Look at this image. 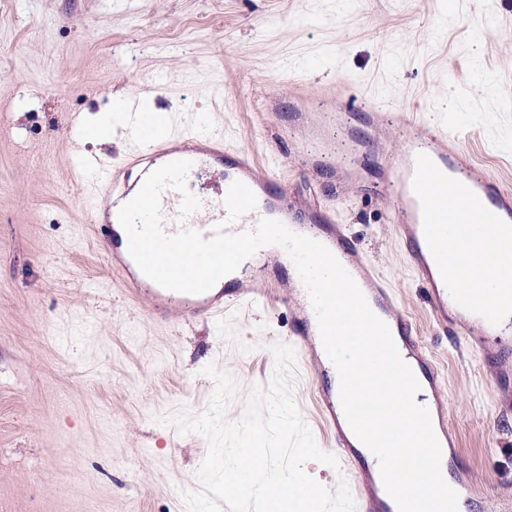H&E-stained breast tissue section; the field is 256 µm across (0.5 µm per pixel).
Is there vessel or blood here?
I'll list each match as a JSON object with an SVG mask.
<instances>
[{
	"label": "vessel or blood",
	"mask_w": 512,
	"mask_h": 512,
	"mask_svg": "<svg viewBox=\"0 0 512 512\" xmlns=\"http://www.w3.org/2000/svg\"><path fill=\"white\" fill-rule=\"evenodd\" d=\"M163 125V120L145 113L137 94H129L124 100V127L127 136L137 144V152L120 165L106 164L95 157L85 162L87 170L96 175L91 189L92 212L98 239L106 250L105 257L131 293L142 298L153 315L217 318L223 316L225 307L255 302L258 293L253 283L240 281L232 287L213 288L201 294L167 290L145 276L130 256L128 237L118 220L120 207L136 195L149 173L168 162L184 159L192 163L191 174L221 171L225 174V184L239 181L254 192L256 209L231 224L230 232L255 230L260 219L269 218L282 222L293 233L324 245L356 282L373 313L388 326L401 358L407 365L417 366V380L438 389L437 368L426 356L411 321L396 305L385 278L366 262L359 241L346 225L339 223L333 210L319 203L300 209L287 185L275 173L260 165L250 153L226 147L223 139L190 134L177 144L172 135L163 133ZM420 154L429 156L443 174L470 188L490 212L508 223H512V186L490 178L471 162L461 150L458 135L417 117L405 128L386 183L409 262L427 287L436 321L448 327L450 334L468 336L470 342L478 345L489 336L512 334V325L490 324L452 299L428 247L421 203L412 188L416 157ZM225 197V192L220 191L202 198L200 208L183 219L179 216L180 194L165 190L161 196L165 232L173 234L185 227L211 238L214 226L227 216ZM290 330L292 341L303 350L313 351L316 364L327 363L310 301L292 307ZM318 395L321 418L333 446L347 465L359 468L360 458L348 436L349 424L338 386H319ZM363 477L359 512H398L380 474L367 471Z\"/></svg>",
	"instance_id": "vessel-or-blood-1"
}]
</instances>
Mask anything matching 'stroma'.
Returning a JSON list of instances; mask_svg holds the SVG:
<instances>
[{"label": "stroma", "instance_id": "obj_1", "mask_svg": "<svg viewBox=\"0 0 512 512\" xmlns=\"http://www.w3.org/2000/svg\"><path fill=\"white\" fill-rule=\"evenodd\" d=\"M133 90L176 131L278 166L300 200L333 198L441 368L452 467L494 506L512 489V417L436 323L388 221L396 130L355 125L332 191L298 170L307 128L282 121L347 99L451 121L471 161L512 182V0H0V512H187L208 443L159 417L205 410L213 363L237 383L224 414L237 422L288 340L279 288L264 307L162 320L107 265L79 159L133 153L124 129L88 135ZM317 387L297 357L293 398L329 453Z\"/></svg>", "mask_w": 512, "mask_h": 512}]
</instances>
